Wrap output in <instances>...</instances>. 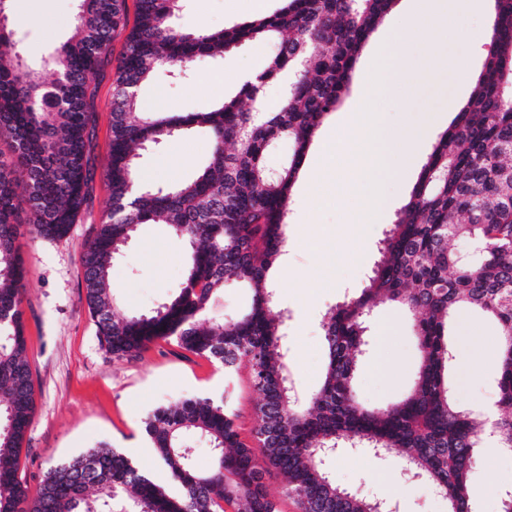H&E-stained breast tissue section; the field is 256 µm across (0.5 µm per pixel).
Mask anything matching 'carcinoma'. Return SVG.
Segmentation results:
<instances>
[{
  "label": "carcinoma",
  "mask_w": 512,
  "mask_h": 512,
  "mask_svg": "<svg viewBox=\"0 0 512 512\" xmlns=\"http://www.w3.org/2000/svg\"><path fill=\"white\" fill-rule=\"evenodd\" d=\"M125 2L80 0L73 35L39 66L14 52L15 31L0 25V141L7 143L0 148V512H279L264 483L272 472L284 475V495L303 512H380L379 501L330 479L326 461L346 444L401 456L412 477L448 500V512H467L484 425L453 399L448 336L460 310H479L498 326L505 412L492 431L497 447L512 448V0H493L490 50L471 96L422 164L369 284L325 314V376L304 400L288 371L285 315L273 313L270 270L285 247L288 199L305 151L349 92L359 55L395 0H283L271 14L215 31L176 24L185 0H137L112 97L110 206L81 257L87 308L116 360L171 339L228 376L248 367L261 454L241 438L230 408L190 396L145 421L175 493L104 445L51 466L29 488L19 458L35 383L22 310L26 270L15 242L22 224L38 238L63 239L83 209L94 171L92 80L111 64ZM250 42L274 46L260 75L279 84L278 106L259 103L261 87L245 84L207 112L139 111V89L158 70H189ZM200 131L208 163L193 178L138 181L136 150ZM285 140L291 154L269 168L267 153ZM145 224H166L186 243L184 280L152 312L117 318L112 267ZM458 239L474 244L470 260L453 246ZM231 281L249 288L248 308L230 320L208 317L211 299ZM383 301L413 315L420 360L405 397L370 409L356 400L354 380L368 346L366 318ZM198 439L214 455L207 471L194 466Z\"/></svg>",
  "instance_id": "carcinoma-1"
}]
</instances>
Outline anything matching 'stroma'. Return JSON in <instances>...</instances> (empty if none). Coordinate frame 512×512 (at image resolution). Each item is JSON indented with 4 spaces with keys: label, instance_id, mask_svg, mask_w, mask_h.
I'll use <instances>...</instances> for the list:
<instances>
[{
    "label": "stroma",
    "instance_id": "1",
    "mask_svg": "<svg viewBox=\"0 0 512 512\" xmlns=\"http://www.w3.org/2000/svg\"><path fill=\"white\" fill-rule=\"evenodd\" d=\"M79 0H9L6 14L26 62L53 53L71 35ZM250 0H186L179 19L189 30L220 29L245 21ZM470 72L461 75L439 66V54L429 45L409 44L414 92L411 98H391L387 118L408 129L413 151L400 182L385 187L387 205L378 223L367 225L366 257L353 264V241L345 229L346 203L310 212L306 183L291 190L289 235L319 228L323 253L305 249L289 252L287 275H276L278 304L287 322L288 370L299 397L309 396L321 383L326 359L321 320L326 311L358 294L378 259L384 233L408 199L420 167L437 135L451 122L448 107L468 100L475 74L487 49L484 39L461 44ZM272 50L268 44H247L217 60L204 59L187 73L159 71L142 86V108L168 112H201L234 96L239 73L260 69ZM97 111L93 140L94 177L87 201L69 235L61 240L38 239L21 227L18 245L28 274L22 309L28 337L27 359L35 379L36 408L20 455V467L30 485L47 469L88 448L106 444L125 453L150 478L171 486L145 434L144 421L156 407L171 400L205 394L229 403L240 417L244 437L257 425V395L247 370L234 378L223 367L164 341L141 356L114 361L101 347L97 328L85 301L81 256L108 208L107 172L112 139L113 76L97 79ZM208 158L207 136L194 133L164 141L143 151L140 166L156 182L191 179ZM185 245L167 225L144 226L112 269L116 314L146 313L172 295L184 277ZM369 355L363 360L355 389L368 407L382 408L399 399L412 385L419 351L412 319L400 307L382 303L369 318ZM496 326L487 317L462 311L457 315L453 396L473 411L497 402L499 388ZM391 358L398 367L393 380L379 377L374 365ZM483 363L481 373L473 366ZM335 484L369 499H384L397 512H448V502L433 487L412 479L399 458H375L348 448L338 450L329 468ZM512 489V454L489 456L478 451L469 491L477 512H501L502 497Z\"/></svg>",
    "mask_w": 512,
    "mask_h": 512
}]
</instances>
